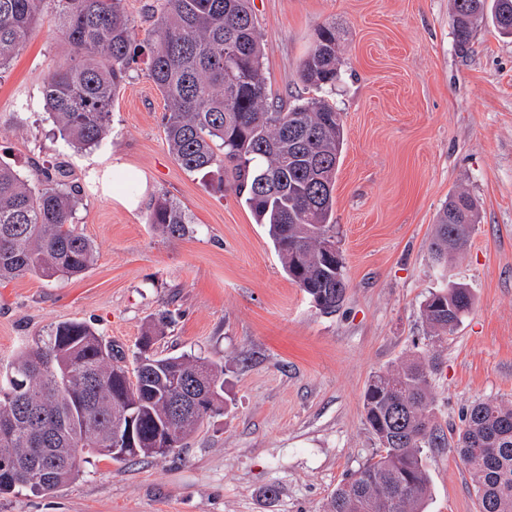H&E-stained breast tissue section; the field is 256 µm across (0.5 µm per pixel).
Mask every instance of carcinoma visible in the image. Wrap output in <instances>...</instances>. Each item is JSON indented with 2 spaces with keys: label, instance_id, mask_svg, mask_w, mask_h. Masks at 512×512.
Here are the masks:
<instances>
[{
  "label": "carcinoma",
  "instance_id": "cac0c4a2",
  "mask_svg": "<svg viewBox=\"0 0 512 512\" xmlns=\"http://www.w3.org/2000/svg\"><path fill=\"white\" fill-rule=\"evenodd\" d=\"M49 0H0V72L18 54ZM59 30L74 50L43 87L44 105L69 147L99 145L112 106L139 49L124 0H55ZM459 47L490 21L512 37V0H452ZM148 76L165 101L169 152L190 173L230 183L253 213L289 279L323 312L343 302L344 263L327 259L334 184L344 145L341 113L322 98L288 110L269 101L263 44L251 0H161L152 14ZM336 24L321 26L302 62L301 80L318 90L339 79ZM80 186L62 161L23 177L0 162V281L82 277L94 265L92 241L73 225ZM477 201L453 193L428 243L433 265L448 263L478 223ZM147 223L171 238L190 217L162 195ZM473 306L470 289L437 288L422 306L433 337L444 340ZM170 313L159 311L136 343L135 368L88 324L61 322L23 346L0 369V494L48 493L70 482L92 455H112L115 427L132 422L136 457H166L206 418L224 412V367L189 354L158 355L155 339ZM429 363L420 356L372 376L363 395L365 423L377 450L342 480L326 512H424L431 495L425 448L448 439L433 409ZM454 447L474 483L479 512H512V403L478 401L462 415ZM53 468L52 478L36 473Z\"/></svg>",
  "mask_w": 512,
  "mask_h": 512
}]
</instances>
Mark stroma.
Masks as SVG:
<instances>
[{
  "label": "stroma",
  "mask_w": 512,
  "mask_h": 512,
  "mask_svg": "<svg viewBox=\"0 0 512 512\" xmlns=\"http://www.w3.org/2000/svg\"><path fill=\"white\" fill-rule=\"evenodd\" d=\"M271 100L314 97L300 65L319 26L335 24L341 75L323 98L345 141L332 222L347 290L318 310L284 272L264 226L212 178L184 171L163 133L165 103L146 56L99 146L64 145L42 88L72 47L45 7L0 73V157L22 175L65 157L82 188L73 215L96 246L81 278L0 281V366L63 321H81L131 358L154 313L174 322L154 349L222 363L228 408L186 448L125 465L91 459L69 484L0 494V512H324L336 486L372 454L363 393L375 374L418 355L435 362L434 411L455 436L474 402H512V39L477 26L455 45L452 0H253ZM122 162L124 171L113 170ZM134 178V193L116 189ZM466 190L479 222L452 263L474 304L434 341L422 305L438 285L427 244L448 197ZM195 231L180 239L147 222L159 195ZM425 512H478L454 447L424 451Z\"/></svg>",
  "instance_id": "stroma-1"
}]
</instances>
